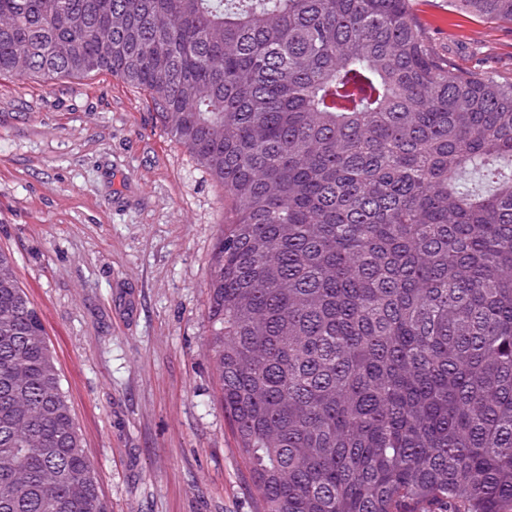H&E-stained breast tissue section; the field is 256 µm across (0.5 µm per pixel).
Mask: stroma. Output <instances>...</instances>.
I'll use <instances>...</instances> for the list:
<instances>
[{"instance_id":"stroma-1","label":"stroma","mask_w":512,"mask_h":512,"mask_svg":"<svg viewBox=\"0 0 512 512\" xmlns=\"http://www.w3.org/2000/svg\"><path fill=\"white\" fill-rule=\"evenodd\" d=\"M464 68L512 77V23L412 0ZM224 189L106 73L0 79V249L57 361L107 512H255L205 354Z\"/></svg>"}]
</instances>
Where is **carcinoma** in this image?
Listing matches in <instances>:
<instances>
[{
    "mask_svg": "<svg viewBox=\"0 0 512 512\" xmlns=\"http://www.w3.org/2000/svg\"><path fill=\"white\" fill-rule=\"evenodd\" d=\"M101 72L224 187L207 356L257 512H512V81L411 0H0V77ZM0 512H105L1 248Z\"/></svg>",
    "mask_w": 512,
    "mask_h": 512,
    "instance_id": "obj_1",
    "label": "carcinoma"
}]
</instances>
